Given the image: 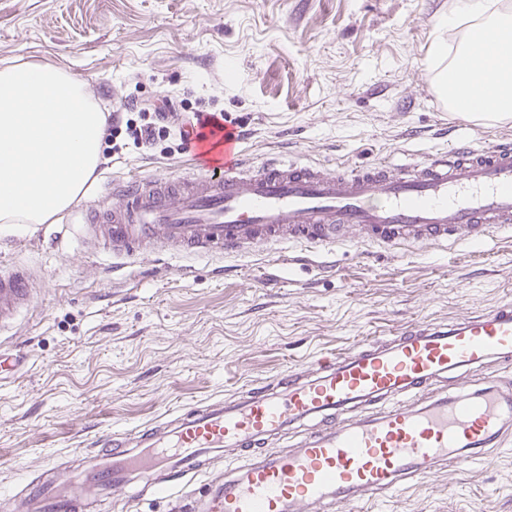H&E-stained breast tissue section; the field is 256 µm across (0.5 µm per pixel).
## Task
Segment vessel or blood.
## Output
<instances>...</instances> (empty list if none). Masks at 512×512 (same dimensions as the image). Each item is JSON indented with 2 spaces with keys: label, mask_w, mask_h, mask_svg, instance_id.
Returning <instances> with one entry per match:
<instances>
[{
  "label": "vessel or blood",
  "mask_w": 512,
  "mask_h": 512,
  "mask_svg": "<svg viewBox=\"0 0 512 512\" xmlns=\"http://www.w3.org/2000/svg\"><path fill=\"white\" fill-rule=\"evenodd\" d=\"M243 132L190 140L194 170L174 183L114 185L120 206L86 213L116 257L179 247L236 257L256 245L329 249L350 240L384 247L468 245L512 229V143L484 150L458 140L413 164L345 173L242 158ZM27 279L0 273V326L30 302ZM512 362V304L443 325L414 323L394 336L286 371L173 420L106 435L85 455L79 490L36 482L33 512H118L122 502L180 493L196 512H353L449 466L481 462L512 439V379L463 374ZM285 452L268 447L285 433ZM236 452L222 480L195 494L211 457Z\"/></svg>",
  "instance_id": "1"
}]
</instances>
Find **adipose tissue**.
<instances>
[{
	"mask_svg": "<svg viewBox=\"0 0 512 512\" xmlns=\"http://www.w3.org/2000/svg\"><path fill=\"white\" fill-rule=\"evenodd\" d=\"M439 27L465 29L455 50L427 59L439 96L474 120L512 117V51L474 69L460 65L486 37L512 48V12L501 0H455ZM106 116L85 84L39 64L0 68V224H52L96 181Z\"/></svg>",
	"mask_w": 512,
	"mask_h": 512,
	"instance_id": "obj_1",
	"label": "adipose tissue"
}]
</instances>
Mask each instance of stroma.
<instances>
[{"label":"stroma","mask_w":512,"mask_h":512,"mask_svg":"<svg viewBox=\"0 0 512 512\" xmlns=\"http://www.w3.org/2000/svg\"><path fill=\"white\" fill-rule=\"evenodd\" d=\"M454 0H0V67L47 64L82 80L103 112L168 96L223 112L243 157L349 172L419 162L451 141H512V118L442 111L426 59ZM87 198L53 224L0 231V270L33 298L0 329L20 356L0 380V512L44 474L73 470L104 433L135 430L355 349L411 323L443 324L512 302V232L475 247L347 243L178 250L115 266L82 226L112 183L187 175L178 133L150 149L105 139ZM512 512V450L445 468L368 512Z\"/></svg>","instance_id":"obj_1"}]
</instances>
